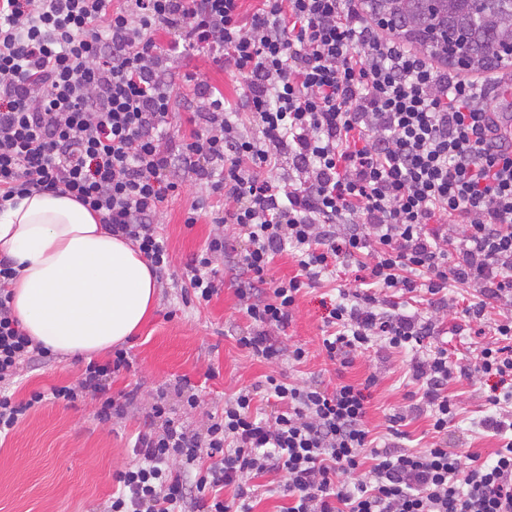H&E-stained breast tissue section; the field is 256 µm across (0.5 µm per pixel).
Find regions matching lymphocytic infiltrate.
Wrapping results in <instances>:
<instances>
[{
	"label": "lymphocytic infiltrate",
	"instance_id": "1",
	"mask_svg": "<svg viewBox=\"0 0 512 512\" xmlns=\"http://www.w3.org/2000/svg\"><path fill=\"white\" fill-rule=\"evenodd\" d=\"M243 2L0 0V209L37 192L69 195L135 242L161 279L172 257L155 221L190 172L224 199L214 223L246 238L235 254L223 234L209 236L185 266L207 302L230 264L251 323L239 345L269 363L304 360L280 330L306 286L352 266L322 349L342 368L375 345L411 352L419 401L390 417L392 440L380 447L367 419L372 375L333 388L271 375L277 411L254 410L242 392L195 431L157 400L133 445L139 463L113 474L105 512H253L251 483L266 475L288 496L285 512H512V316L489 321L500 344L460 360L427 343L450 284L477 288L466 315L478 321L512 303V135L494 107L512 74L467 81L437 68L369 22L363 0H256L248 16ZM188 51L232 66L245 84L238 100L193 72L174 82L166 62ZM176 99L186 129L175 140ZM243 115L257 136L241 131ZM283 160L297 182L276 179ZM285 253L298 271L273 282ZM15 274L0 256V436L45 398L86 391L99 420L123 417L127 403L110 393L129 365L121 349L89 361L75 386L16 399L20 371L53 354L12 311ZM399 293L423 310L404 311ZM480 376L507 389L488 396L494 411L480 421L501 446L475 464L438 437L459 411L449 385ZM421 407L437 440L401 448L400 425Z\"/></svg>",
	"mask_w": 512,
	"mask_h": 512
}]
</instances>
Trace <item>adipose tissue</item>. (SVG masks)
Wrapping results in <instances>:
<instances>
[{"label":"adipose tissue","instance_id":"adipose-tissue-1","mask_svg":"<svg viewBox=\"0 0 512 512\" xmlns=\"http://www.w3.org/2000/svg\"><path fill=\"white\" fill-rule=\"evenodd\" d=\"M13 259L12 308L35 341L92 356L145 321L158 283L131 241L74 198L41 192L0 210V255Z\"/></svg>","mask_w":512,"mask_h":512}]
</instances>
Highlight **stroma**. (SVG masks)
Here are the masks:
<instances>
[{"label":"stroma","instance_id":"obj_1","mask_svg":"<svg viewBox=\"0 0 512 512\" xmlns=\"http://www.w3.org/2000/svg\"><path fill=\"white\" fill-rule=\"evenodd\" d=\"M170 65L177 77L189 70L196 72L228 100H237L241 92L239 76L220 69L207 56L194 54L187 60H171ZM198 201L212 206L217 199L193 179H185L179 195L169 198L159 217V228L179 267L217 230L207 214L197 224H186L187 211ZM352 279L351 272L340 268L300 294L292 322L280 335L284 343L306 349L307 356L299 363H267L238 345L237 337L248 321L239 309L232 274H225L217 295L202 305L190 289L168 281L160 284L150 315L125 344L132 366L112 380V395L133 397L127 415L99 422L98 402L89 395L72 405L51 400L31 408L0 443V512H100L115 489L113 472L135 463L136 435L144 429L163 389L170 392L168 403L175 417L196 429L209 415L221 413L225 399L239 391L263 394L270 375L295 382L321 380L331 386L341 380L361 383L373 375L378 383L370 390L369 426L374 436L386 438L390 416L408 405L417 390L409 379V355L377 345L352 367L340 371L322 351L323 318L340 289L349 287ZM448 296L453 306L441 329L449 357L493 344L494 336L476 335L475 324L465 317L466 309L477 300L476 289L455 284L449 287ZM86 363L83 357L59 356L53 362L24 368L16 396L24 399L34 390L75 383ZM183 378L196 389L197 408L183 407L172 394ZM497 385V378L492 377L464 379L449 386V396L460 405L459 416L448 425L449 450L461 456L475 453L485 461L499 448L498 437L473 425L489 414L486 398Z\"/></svg>","mask_w":512,"mask_h":512}]
</instances>
